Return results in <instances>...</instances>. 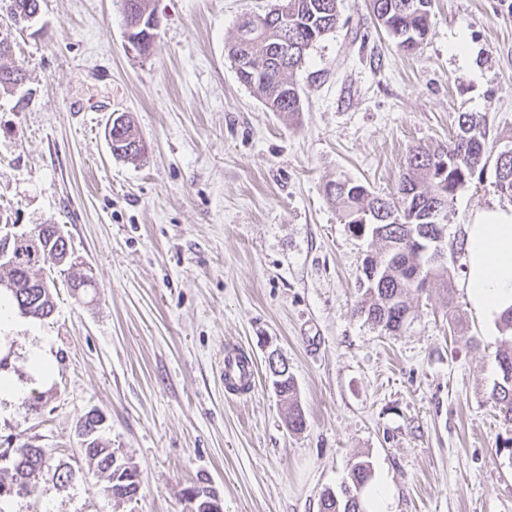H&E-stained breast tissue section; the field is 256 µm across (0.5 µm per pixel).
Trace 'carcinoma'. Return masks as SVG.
<instances>
[{"mask_svg":"<svg viewBox=\"0 0 512 512\" xmlns=\"http://www.w3.org/2000/svg\"><path fill=\"white\" fill-rule=\"evenodd\" d=\"M280 13L273 20L245 14L237 30L250 27L251 40L241 44L233 40L228 46L232 63L245 60V68L237 72L239 81L271 112L290 117L302 111L303 90L294 79L307 51L340 20V0H278ZM433 0H369L377 24L396 40L398 48L410 54L423 43L430 27ZM22 68L0 65V86L5 88L22 79ZM487 120L482 113L458 117V130L446 145L434 148L416 146L409 150L400 177L398 196L380 197L354 179L340 177L325 185L327 200L341 212L345 223L358 234L365 232L382 243L380 251L363 260L358 278L361 291L358 311L366 319L389 332L400 329L404 315L412 314L409 295L421 288L409 279L408 273L422 266L421 279L439 284L448 300V326L463 329L462 317L453 306L448 263L429 260L411 242V235L428 225L425 220L434 204L446 208L454 195L475 175L483 174L488 150ZM120 157L135 161L144 154L145 146L127 117H122L117 130ZM448 163V173L440 176V164ZM497 191L512 198V158L494 173ZM367 219L362 227L359 217ZM69 247L56 237L55 225L44 224L35 240L13 239L9 252L13 262L0 261V292L9 294L17 308L36 319L49 317L54 310L52 293L35 287L38 272H58L67 279L69 288L85 291L96 283L83 270H74V263L65 258ZM375 272L369 278L367 271ZM498 330L503 341L495 354L501 373L488 400L505 427L512 433V312L499 319ZM279 400L288 406L286 423L293 431L306 426L305 414L297 400L293 380L281 383ZM84 456L105 480L103 491L114 499L123 500L126 490L138 493L141 475L136 466L115 454L95 436L88 442ZM45 461L39 452L24 443L12 450L11 485L30 490ZM350 481L340 492L322 496L321 512H367L365 498L371 480L370 464L358 461L350 468Z\"/></svg>","mask_w":512,"mask_h":512,"instance_id":"carcinoma-1","label":"carcinoma"}]
</instances>
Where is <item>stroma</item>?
Returning a JSON list of instances; mask_svg holds the SVG:
<instances>
[{
	"label": "stroma",
	"instance_id": "stroma-1",
	"mask_svg": "<svg viewBox=\"0 0 512 512\" xmlns=\"http://www.w3.org/2000/svg\"><path fill=\"white\" fill-rule=\"evenodd\" d=\"M273 2L155 0L147 55L127 51L114 0H41L12 30L8 60L25 78L0 88V225H60L97 288L75 294L56 276L49 318L15 309L0 326V374L21 387L0 399V449L49 455L36 491L1 496L0 512H186L190 487L214 491L223 512H321L359 459L392 485L395 512H512V454L496 450L506 432L487 401L501 336L469 307L463 250L475 213L512 199L488 170L445 212L460 337L434 285L400 332L358 313L362 261L379 244L324 195L339 176L396 195L408 150L447 143L463 112L486 114L488 141L512 142V0H434L411 55L368 0H342L296 73L304 105L289 119L227 52L241 16ZM121 113L147 145L135 161L105 137ZM228 346L256 368L241 396L220 380ZM273 351L303 431L288 430L268 382ZM34 395L43 407L26 413ZM92 408L141 473L132 500L107 496L81 453ZM63 467L82 478L60 484Z\"/></svg>",
	"mask_w": 512,
	"mask_h": 512
}]
</instances>
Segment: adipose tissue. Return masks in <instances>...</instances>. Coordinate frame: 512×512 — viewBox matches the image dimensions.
Masks as SVG:
<instances>
[{
  "mask_svg": "<svg viewBox=\"0 0 512 512\" xmlns=\"http://www.w3.org/2000/svg\"><path fill=\"white\" fill-rule=\"evenodd\" d=\"M465 288L479 319L512 310V206L478 211L465 229Z\"/></svg>",
  "mask_w": 512,
  "mask_h": 512,
  "instance_id": "obj_1",
  "label": "adipose tissue"
}]
</instances>
